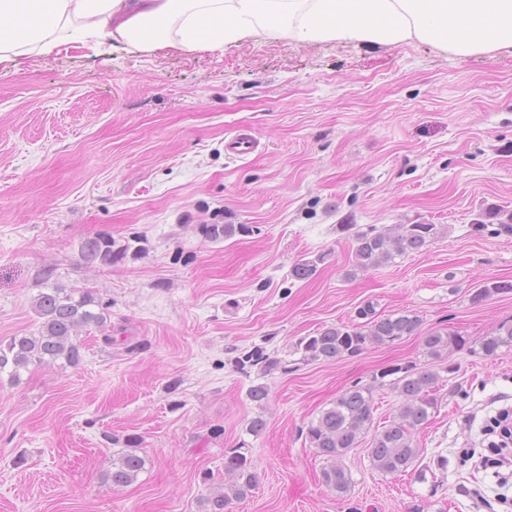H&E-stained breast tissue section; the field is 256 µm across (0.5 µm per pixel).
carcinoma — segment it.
Returning <instances> with one entry per match:
<instances>
[{"label":"carcinoma","instance_id":"1","mask_svg":"<svg viewBox=\"0 0 512 512\" xmlns=\"http://www.w3.org/2000/svg\"><path fill=\"white\" fill-rule=\"evenodd\" d=\"M486 217L497 220L494 234L512 235V214L490 211ZM352 269L348 276L390 263L407 253L418 252L439 233L436 224H397L393 231L385 232L373 225L353 227ZM239 227L234 224H202L200 231L211 239L219 240L234 235ZM115 242L109 234H97L87 238L80 250V258L86 266H110L124 257L129 246L114 249ZM324 261V255L296 264L293 277L302 280L316 271ZM55 268L48 265L38 272L41 289L33 297V308L41 319L37 333L30 336H13L0 342V374L9 372L20 375V370L31 365H49L60 359L70 366L82 361L83 344L78 340L81 330L87 327H102L110 318L108 305L102 303L88 288H69L54 282ZM512 291V281L498 280L485 283L472 297L474 304L488 300L496 294ZM371 310L363 309L360 315L367 323L350 327L332 325L311 336L301 338L296 351L307 361H334L345 356H354L367 344H392L405 337L418 334L421 318L410 312L390 314L373 320L368 318ZM468 340L452 330L438 329L423 337L426 353L440 357L442 352L464 347ZM479 351L485 357H495L498 351L512 347V320L501 322L496 329L482 337ZM241 371L257 366L262 372L286 369L288 364L271 357L260 348L251 350L236 359ZM439 375L420 369L415 364L391 366L373 375L370 384H354L323 410L306 427L305 440L315 453L329 462L323 468L322 482L342 495L351 485V476L336 466V458L359 445L362 435L373 419L372 392L377 387L390 386L404 403L391 424L374 434L369 454L375 470L385 475L405 473L417 460L419 449L413 443L412 434L423 426L435 408L433 391ZM112 444L121 449L112 455V462L102 475L103 481L114 486H128L145 470L146 457L141 455V439L136 434L122 437L111 436ZM224 473L232 476L233 482L222 490H214L199 501L200 512H229L231 501L241 500L256 483V472L249 449L240 446L224 453Z\"/></svg>","mask_w":512,"mask_h":512}]
</instances>
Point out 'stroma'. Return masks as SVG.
<instances>
[{
    "label": "stroma",
    "mask_w": 512,
    "mask_h": 512,
    "mask_svg": "<svg viewBox=\"0 0 512 512\" xmlns=\"http://www.w3.org/2000/svg\"><path fill=\"white\" fill-rule=\"evenodd\" d=\"M232 134L257 150L228 154ZM496 209L512 213L511 50L272 37L221 51L70 43L1 61L0 341L37 331L46 265L109 304L115 341L91 326L80 365L0 375V512H197L203 472L224 483V451L243 442L258 482L231 512H503L496 496L512 498V482L497 487L463 451H484L483 426L512 408V349L433 359L422 342L444 328L473 343L512 319V292L471 301L512 281V235L474 229ZM415 223L442 232L348 278L346 225ZM204 224L245 230L213 241ZM98 233L140 250L85 266L81 245ZM316 254V273L295 279ZM368 304L419 315L420 334L301 361L300 338L358 324ZM256 346L287 371L237 370ZM404 364L440 375L413 469L374 470L364 436L336 460L352 478L338 495L303 429ZM257 383L260 405L247 396ZM110 433L140 436L147 458L126 487L102 480Z\"/></svg>",
    "instance_id": "stroma-1"
}]
</instances>
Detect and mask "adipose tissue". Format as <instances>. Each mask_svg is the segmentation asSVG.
<instances>
[{"instance_id": "obj_1", "label": "adipose tissue", "mask_w": 512, "mask_h": 512, "mask_svg": "<svg viewBox=\"0 0 512 512\" xmlns=\"http://www.w3.org/2000/svg\"><path fill=\"white\" fill-rule=\"evenodd\" d=\"M271 35L418 40L468 57L512 49V0H0V60L76 42L220 50Z\"/></svg>"}]
</instances>
